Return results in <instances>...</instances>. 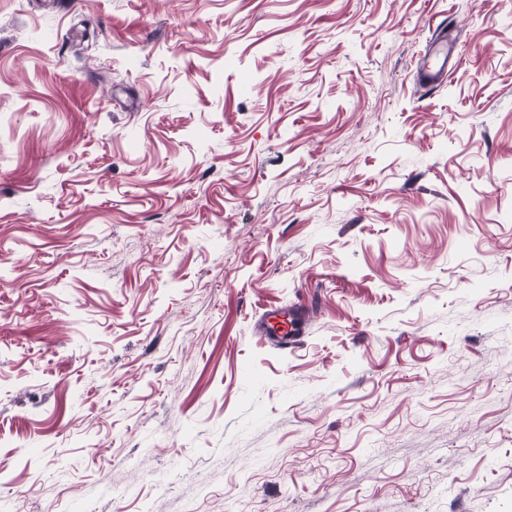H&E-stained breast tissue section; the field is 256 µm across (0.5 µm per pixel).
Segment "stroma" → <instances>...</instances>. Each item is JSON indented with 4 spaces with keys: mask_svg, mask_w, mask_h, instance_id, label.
I'll list each match as a JSON object with an SVG mask.
<instances>
[{
    "mask_svg": "<svg viewBox=\"0 0 512 512\" xmlns=\"http://www.w3.org/2000/svg\"><path fill=\"white\" fill-rule=\"evenodd\" d=\"M0 512H512V0H0ZM429 63H424L418 71V80L426 85L442 82L448 76V62L452 68L459 66V58L455 55L452 43L447 36H441L430 43L428 49ZM305 305L296 304L290 309H281L271 312L257 326V333L260 336H266L281 343L291 346L296 337L301 334V320L304 317Z\"/></svg>",
    "mask_w": 512,
    "mask_h": 512,
    "instance_id": "35a3bbf8",
    "label": "stroma"
}]
</instances>
